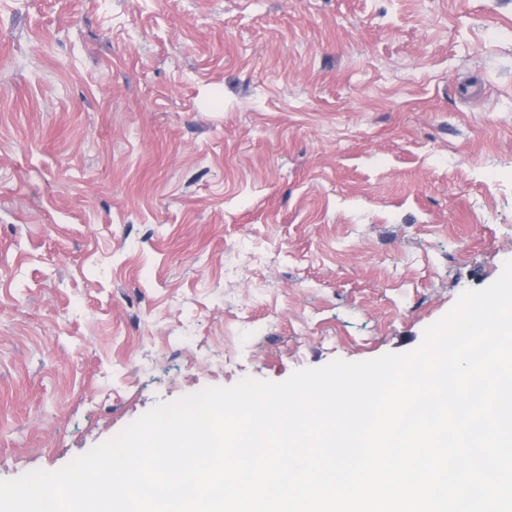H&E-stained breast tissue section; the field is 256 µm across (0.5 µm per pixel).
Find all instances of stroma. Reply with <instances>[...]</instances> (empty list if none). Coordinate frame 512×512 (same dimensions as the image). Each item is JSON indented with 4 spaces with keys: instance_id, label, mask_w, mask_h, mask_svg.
Masks as SVG:
<instances>
[{
    "instance_id": "stroma-1",
    "label": "stroma",
    "mask_w": 512,
    "mask_h": 512,
    "mask_svg": "<svg viewBox=\"0 0 512 512\" xmlns=\"http://www.w3.org/2000/svg\"><path fill=\"white\" fill-rule=\"evenodd\" d=\"M509 260L512 0H0V480Z\"/></svg>"
}]
</instances>
